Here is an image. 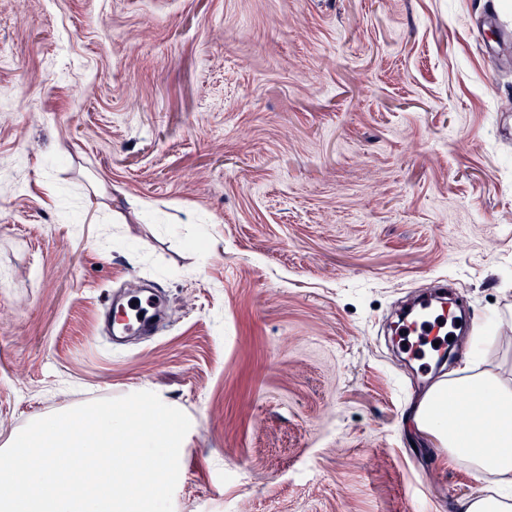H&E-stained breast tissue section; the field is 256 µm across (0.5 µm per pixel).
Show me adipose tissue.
Masks as SVG:
<instances>
[{"mask_svg": "<svg viewBox=\"0 0 512 512\" xmlns=\"http://www.w3.org/2000/svg\"><path fill=\"white\" fill-rule=\"evenodd\" d=\"M468 395L451 407L448 393ZM417 431L434 437L450 455L498 476L512 487V387L490 373L439 383L418 403L412 415Z\"/></svg>", "mask_w": 512, "mask_h": 512, "instance_id": "obj_1", "label": "adipose tissue"}]
</instances>
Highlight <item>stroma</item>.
Returning <instances> with one entry per match:
<instances>
[{
    "mask_svg": "<svg viewBox=\"0 0 512 512\" xmlns=\"http://www.w3.org/2000/svg\"><path fill=\"white\" fill-rule=\"evenodd\" d=\"M512 0H0V447L141 389L173 512H460L387 324L448 285L512 381ZM203 239V249L194 240ZM148 284L152 340L115 344ZM134 297H128L125 300L122 301H130L133 299L136 300H143L147 303L151 304L153 308L156 309L155 317L148 322H145L143 325H141L136 331L133 332H126V331H114L113 332V339H121L122 337L126 336H147L154 332L155 328V322L158 318V310L163 308V300L160 296L155 294L151 291H140Z\"/></svg>",
    "mask_w": 512,
    "mask_h": 512,
    "instance_id": "stroma-1",
    "label": "stroma"
}]
</instances>
